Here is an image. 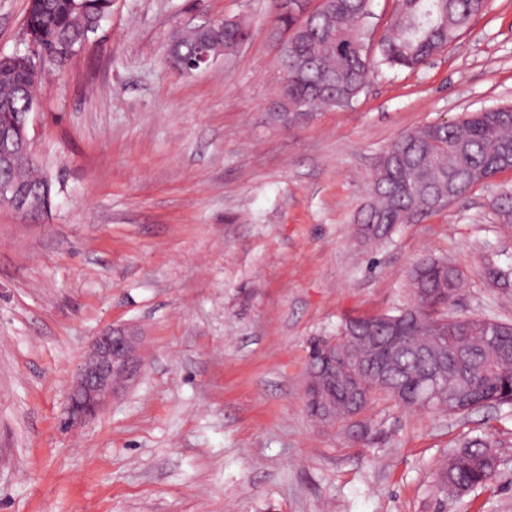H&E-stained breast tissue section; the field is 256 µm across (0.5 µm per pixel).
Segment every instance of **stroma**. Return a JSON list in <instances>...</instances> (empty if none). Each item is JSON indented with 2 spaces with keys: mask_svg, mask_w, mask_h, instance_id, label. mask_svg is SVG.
Returning a JSON list of instances; mask_svg holds the SVG:
<instances>
[{
  "mask_svg": "<svg viewBox=\"0 0 512 512\" xmlns=\"http://www.w3.org/2000/svg\"><path fill=\"white\" fill-rule=\"evenodd\" d=\"M27 0H0V54L27 47ZM278 0H112L90 42L44 73L29 136L47 213L0 206V512H512V407L419 410L378 395L363 435L313 421L309 351L352 316L411 303L421 257L463 275L451 313L512 323L498 175L381 244L356 215L379 153L414 128L512 102V0L413 72L376 69L354 108L270 110ZM248 17L233 55L184 74L179 33ZM127 324L136 379L68 420L92 339ZM495 440L482 488L438 505L463 437Z\"/></svg>",
  "mask_w": 512,
  "mask_h": 512,
  "instance_id": "stroma-1",
  "label": "stroma"
}]
</instances>
